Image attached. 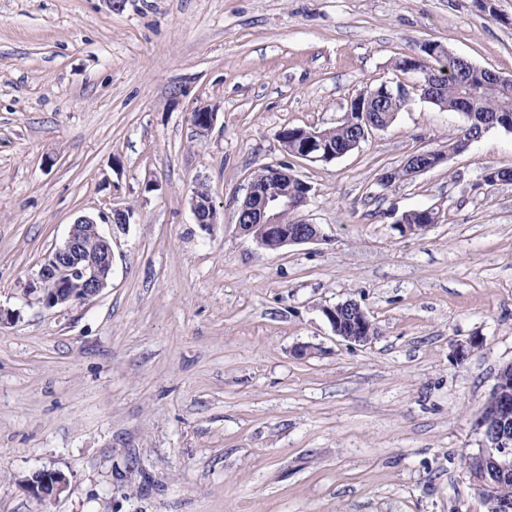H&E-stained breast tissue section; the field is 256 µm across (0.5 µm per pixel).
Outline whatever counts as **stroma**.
<instances>
[{"mask_svg": "<svg viewBox=\"0 0 512 512\" xmlns=\"http://www.w3.org/2000/svg\"><path fill=\"white\" fill-rule=\"evenodd\" d=\"M429 42L512 78V0H0V307L19 314L0 324V512H487L464 458L512 362V183L482 175L512 169V130L448 152L464 115L395 67ZM383 83L412 91L389 126L287 160L280 130L336 127ZM430 149L445 160L381 184ZM285 161L322 238L268 252L234 211ZM200 181L223 223H195ZM115 206L132 218L108 287L43 308L29 277ZM430 206L438 224L400 232ZM348 299L371 342L324 316ZM38 469L67 491L31 497ZM323 313L332 326L333 332L344 341L367 343L378 335L377 327L363 315L361 305L354 300L350 299L325 307ZM22 487L37 500L59 497L69 486L66 476L60 471L37 470L20 480Z\"/></svg>", "mask_w": 512, "mask_h": 512, "instance_id": "obj_1", "label": "stroma"}]
</instances>
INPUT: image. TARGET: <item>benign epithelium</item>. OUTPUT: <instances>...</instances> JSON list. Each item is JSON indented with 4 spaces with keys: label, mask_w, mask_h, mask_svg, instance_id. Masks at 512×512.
I'll use <instances>...</instances> for the list:
<instances>
[{
    "label": "benign epithelium",
    "mask_w": 512,
    "mask_h": 512,
    "mask_svg": "<svg viewBox=\"0 0 512 512\" xmlns=\"http://www.w3.org/2000/svg\"><path fill=\"white\" fill-rule=\"evenodd\" d=\"M419 74L417 90L421 97L435 101L442 92V75L435 69L411 68ZM390 96L409 101L408 91L401 85L393 88L383 84L369 93H363L349 103L347 116L342 126L351 128L358 134V142L367 139L373 129L390 125L396 114L384 120L376 118L375 112L384 99ZM216 119V113L202 107L192 113L191 120L199 132L208 131ZM300 141L288 143V130L278 133V140L285 154L311 161H331L341 157L326 148V131L320 129H300ZM431 156L426 151L413 153L403 164L407 176L413 177L433 168ZM271 179L278 187L271 189L251 179L244 200L235 211V224L245 236L268 251H279L290 245L313 243L320 239V230L308 222L286 226L279 223L283 212L299 213L307 207L311 186L296 176L290 165L281 163L272 167ZM300 190L288 188V184ZM190 208L195 222L202 225L219 223L217 210L210 189L204 182L197 183L191 197ZM131 213L123 207H113L108 214L99 217L81 215L70 225L64 242L55 248L37 274L27 283L28 293L42 307L52 309L75 302H83L100 294L109 284L112 274V238L114 231L122 230L130 223ZM109 230H104V226ZM81 288H70L73 282ZM323 313L336 336L347 342L367 343L378 335L377 327L364 315L361 305L354 300H346L331 307L323 308ZM496 401L480 411L476 423L482 433L481 455L491 464V475L472 480L482 492H491L497 484L496 478L512 474V363L500 368L492 388ZM22 487L37 500L59 497L69 486L66 476L60 471L37 470L20 480Z\"/></svg>",
    "instance_id": "1"
}]
</instances>
